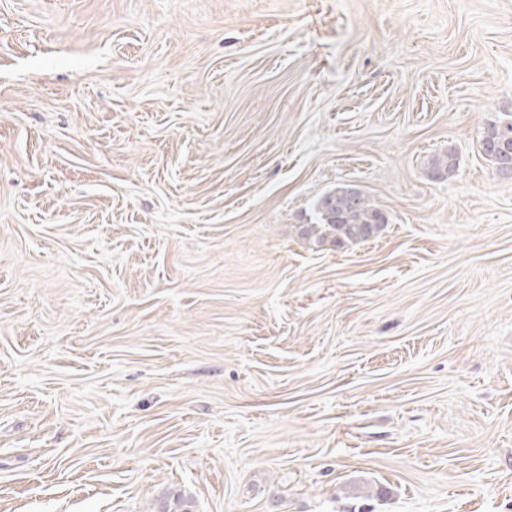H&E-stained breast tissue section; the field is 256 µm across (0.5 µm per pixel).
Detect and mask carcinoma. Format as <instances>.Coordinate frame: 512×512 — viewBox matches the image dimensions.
I'll return each instance as SVG.
<instances>
[{
    "label": "carcinoma",
    "mask_w": 512,
    "mask_h": 512,
    "mask_svg": "<svg viewBox=\"0 0 512 512\" xmlns=\"http://www.w3.org/2000/svg\"><path fill=\"white\" fill-rule=\"evenodd\" d=\"M481 152L492 163L498 174L512 179V166H502L503 158L512 154V114L490 124L480 140ZM456 157L448 152L431 162L438 174H451ZM319 223L303 227L308 239H328L336 245L367 240L378 234L386 218L364 195L349 186H338L321 196L316 203Z\"/></svg>",
    "instance_id": "cac0c4a2"
}]
</instances>
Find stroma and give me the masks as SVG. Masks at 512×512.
<instances>
[{
	"label": "stroma",
	"instance_id": "stroma-1",
	"mask_svg": "<svg viewBox=\"0 0 512 512\" xmlns=\"http://www.w3.org/2000/svg\"><path fill=\"white\" fill-rule=\"evenodd\" d=\"M504 112L512 0H0V512H512ZM507 118L498 123L490 124L484 131L480 140L481 152L484 157L492 163L498 174L506 179H512V114L508 113ZM497 148L493 151L488 149V141ZM511 153V166L502 167L503 156L508 157ZM319 224H306L303 236L330 239L336 245L367 240L377 235L386 218L364 195L349 186H338L316 203Z\"/></svg>",
	"mask_w": 512,
	"mask_h": 512
}]
</instances>
